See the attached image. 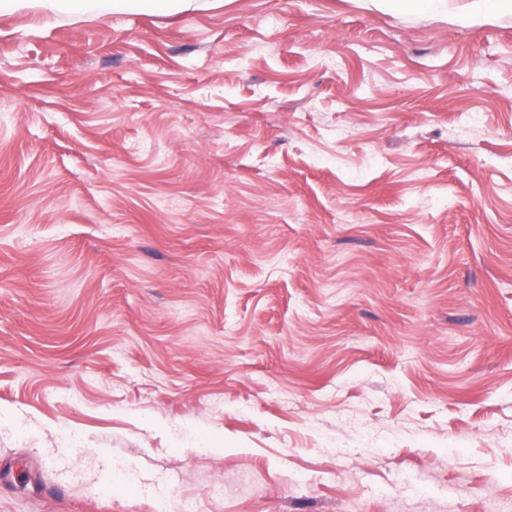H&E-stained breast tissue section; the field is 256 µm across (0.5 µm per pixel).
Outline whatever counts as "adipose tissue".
Here are the masks:
<instances>
[{
	"label": "adipose tissue",
	"mask_w": 512,
	"mask_h": 512,
	"mask_svg": "<svg viewBox=\"0 0 512 512\" xmlns=\"http://www.w3.org/2000/svg\"><path fill=\"white\" fill-rule=\"evenodd\" d=\"M199 0H0V15L21 9H37L45 14L82 16L107 10L173 14L197 9Z\"/></svg>",
	"instance_id": "adipose-tissue-1"
}]
</instances>
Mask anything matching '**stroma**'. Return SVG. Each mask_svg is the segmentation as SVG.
I'll use <instances>...</instances> for the list:
<instances>
[{
  "label": "stroma",
  "mask_w": 512,
  "mask_h": 512,
  "mask_svg": "<svg viewBox=\"0 0 512 512\" xmlns=\"http://www.w3.org/2000/svg\"><path fill=\"white\" fill-rule=\"evenodd\" d=\"M1 414L0 512H512V10L0 16Z\"/></svg>",
  "instance_id": "1"
}]
</instances>
